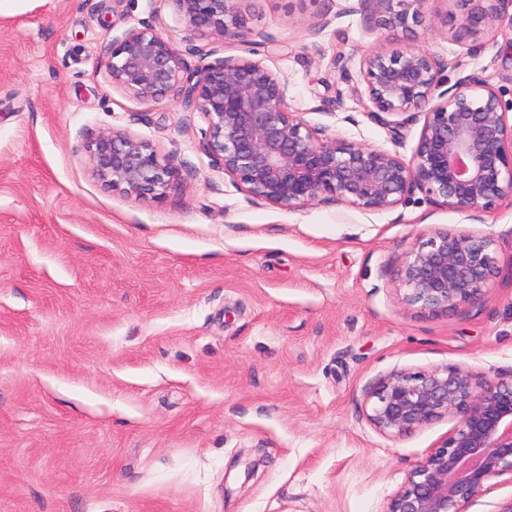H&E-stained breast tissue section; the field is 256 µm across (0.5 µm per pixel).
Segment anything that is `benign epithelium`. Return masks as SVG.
<instances>
[{
	"label": "benign epithelium",
	"mask_w": 512,
	"mask_h": 512,
	"mask_svg": "<svg viewBox=\"0 0 512 512\" xmlns=\"http://www.w3.org/2000/svg\"><path fill=\"white\" fill-rule=\"evenodd\" d=\"M183 25L185 48L150 21L112 37L103 66L112 84L141 99L171 98L203 114L201 147L250 197L295 211L332 195L362 212L389 211L421 191L453 210H486L512 202V125L495 89L471 76L441 89L440 61L425 49L377 48L360 73L383 125L432 103L410 161L395 152L322 139L288 104V82L256 58L252 40L258 0H168ZM382 30L426 19L430 0H360ZM458 40L497 28L512 0H463ZM237 44L245 54L212 61L196 44ZM202 63L192 66L186 56ZM85 151L94 175L139 202H160L178 168L154 146L121 130L100 132ZM497 271L489 235L444 230L418 239L396 272L402 300L438 314L481 304ZM369 423L400 438L448 415L451 432L414 463L384 512H467L512 476V375L488 378L459 366L397 370L367 392Z\"/></svg>",
	"instance_id": "benign-epithelium-1"
}]
</instances>
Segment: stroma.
I'll use <instances>...</instances> for the list:
<instances>
[{
	"instance_id": "obj_1",
	"label": "stroma",
	"mask_w": 512,
	"mask_h": 512,
	"mask_svg": "<svg viewBox=\"0 0 512 512\" xmlns=\"http://www.w3.org/2000/svg\"><path fill=\"white\" fill-rule=\"evenodd\" d=\"M462 11L430 0L424 25L385 31L357 0H260L254 38L303 122L408 160L424 114L370 118L373 47L427 49L450 85L481 75L512 124V23L457 41ZM145 19L184 36L167 0H0V512H384L455 421L389 438L368 389L512 374V203L249 200L201 149V113L112 86L105 46ZM112 129L181 170L163 201L94 176L83 146ZM446 229L492 236L498 273L482 304L427 315L395 273Z\"/></svg>"
}]
</instances>
